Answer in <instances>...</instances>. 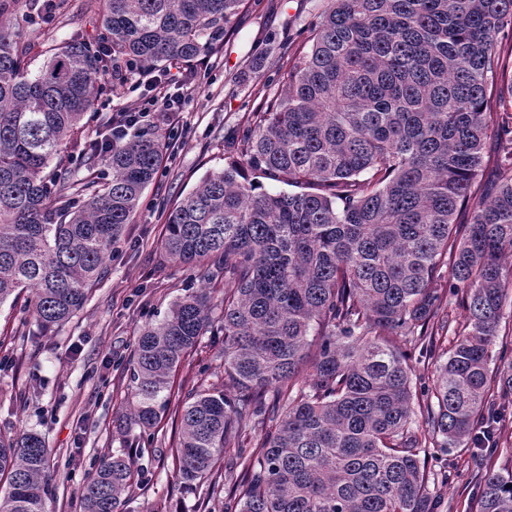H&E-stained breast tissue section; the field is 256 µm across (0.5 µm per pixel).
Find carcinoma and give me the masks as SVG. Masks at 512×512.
<instances>
[{
	"mask_svg": "<svg viewBox=\"0 0 512 512\" xmlns=\"http://www.w3.org/2000/svg\"><path fill=\"white\" fill-rule=\"evenodd\" d=\"M248 2L85 0L109 50L72 40L35 71L0 24V304L29 291L43 328L80 311L165 148L151 128L113 140L111 177L86 192L61 164L97 155L98 142L74 141L85 114L129 62L150 75L218 52ZM508 32L512 0H327L286 60L284 92L224 135L238 158L166 210L161 249L207 266L224 296L217 312L193 291L141 329L125 425L153 429L173 372L223 334L224 383L201 378L188 394L172 463L206 496L228 491L224 512H437L429 484L448 475L422 449L476 436V512H512V468L492 466L512 362L490 368L512 298V138L491 113ZM450 297L465 309L454 328ZM410 347L440 361L432 388ZM226 448L236 465L221 482ZM47 455L35 432L0 434V512H45ZM135 465L103 462L83 512H120Z\"/></svg>",
	"mask_w": 512,
	"mask_h": 512,
	"instance_id": "carcinoma-1",
	"label": "carcinoma"
}]
</instances>
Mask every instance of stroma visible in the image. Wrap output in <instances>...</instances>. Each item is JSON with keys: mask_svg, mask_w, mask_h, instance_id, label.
<instances>
[{"mask_svg": "<svg viewBox=\"0 0 512 512\" xmlns=\"http://www.w3.org/2000/svg\"><path fill=\"white\" fill-rule=\"evenodd\" d=\"M7 2L0 24L27 46L35 65L70 38L95 46L104 34L98 16L81 10L82 0H57L48 27L31 23L33 0ZM326 3L250 0L237 16L232 36L198 72L197 89L181 112L170 121L157 119L162 134L179 137L181 147L164 157L132 223L112 246L107 272L69 322L46 331L25 299L0 306V432L32 431L49 448L47 512H81L83 481L105 458L136 446L140 472L123 496L122 512H222V500H205L204 488L181 479L172 450L188 391L199 368L223 349V337H202L179 365L149 442H140L139 429L121 425L132 403V355L140 328L162 319L176 298L208 284L204 269H186L161 251V207L195 189L206 173L223 169L225 133L245 127L267 98L282 91L279 66L307 44ZM143 91L134 71L106 88L82 120L83 140L102 138L113 114L133 110ZM425 455L429 469H448L442 499L453 501V512H471L476 464L468 452L429 448Z\"/></svg>", "mask_w": 512, "mask_h": 512, "instance_id": "stroma-1", "label": "stroma"}]
</instances>
